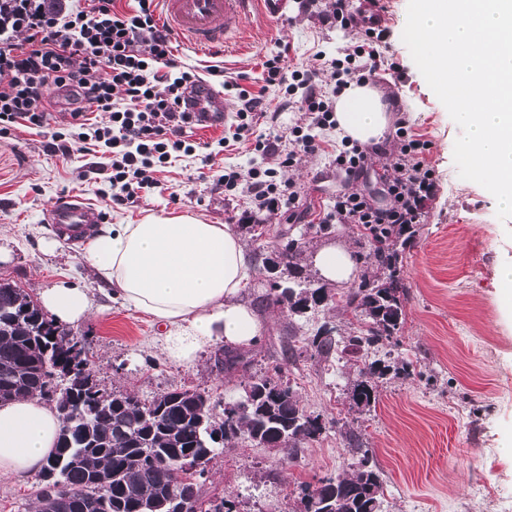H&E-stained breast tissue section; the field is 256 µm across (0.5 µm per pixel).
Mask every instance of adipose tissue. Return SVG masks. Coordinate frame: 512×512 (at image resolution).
Wrapping results in <instances>:
<instances>
[{
	"label": "adipose tissue",
	"instance_id": "obj_1",
	"mask_svg": "<svg viewBox=\"0 0 512 512\" xmlns=\"http://www.w3.org/2000/svg\"><path fill=\"white\" fill-rule=\"evenodd\" d=\"M336 121L343 134L365 143L382 138L388 117L376 89L351 83L336 98ZM85 253L113 298L163 327L161 349L170 361L189 365L215 341L242 347L262 332L243 299L246 246L232 225L149 213L134 224L94 226ZM39 301L57 323L74 325L90 315L93 294L61 281L40 291ZM61 428L57 411L34 400L0 404V476L20 480L41 470Z\"/></svg>",
	"mask_w": 512,
	"mask_h": 512
}]
</instances>
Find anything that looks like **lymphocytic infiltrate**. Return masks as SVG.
<instances>
[{
  "label": "lymphocytic infiltrate",
  "mask_w": 512,
  "mask_h": 512,
  "mask_svg": "<svg viewBox=\"0 0 512 512\" xmlns=\"http://www.w3.org/2000/svg\"><path fill=\"white\" fill-rule=\"evenodd\" d=\"M135 2L133 11L119 12L113 0H84L80 7L70 0H0V136L19 126H43L49 108L65 96L76 135L70 139L53 132L48 149L66 153L75 141L104 148L108 162L103 169L118 204L156 188L158 173L198 147L192 139L197 118L184 105L185 92L198 76L178 64L172 31L155 17L157 0ZM325 20L342 28L360 25L361 42L353 52L332 59L319 52L313 63L290 71L278 54L264 63L267 84L279 91L280 109L304 116L291 131L290 145L278 135H255L256 126L270 120L264 94L228 82L224 88L235 93L240 108L219 146L250 139L255 152L279 154L286 164L296 151L321 152L318 131L336 125L323 91L327 81L341 89L369 83L384 65L399 71L398 62L381 57L389 31L375 16H359L350 0H334ZM100 112L107 113V121H97ZM395 135L398 150L384 154L380 164L381 200L358 190L339 192L323 223L355 225L375 242L385 230L401 233L424 222L438 188L426 160L430 144L410 134L403 119ZM217 183L228 191L245 188L259 213H278L298 198L297 192L282 191L271 169L229 166Z\"/></svg>",
  "instance_id": "obj_1"
}]
</instances>
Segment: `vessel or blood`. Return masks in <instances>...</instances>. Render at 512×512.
<instances>
[{"label":"vessel or blood","instance_id":"1","mask_svg":"<svg viewBox=\"0 0 512 512\" xmlns=\"http://www.w3.org/2000/svg\"><path fill=\"white\" fill-rule=\"evenodd\" d=\"M253 1L272 19L283 16L288 8V0H161L162 19L188 47L202 51L232 44ZM188 98L191 110L200 115L203 125H223L233 117L223 93L209 83L189 90ZM98 220L96 208L72 195L56 199L47 212L48 223L73 239L79 230Z\"/></svg>","mask_w":512,"mask_h":512}]
</instances>
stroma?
<instances>
[{
  "label": "stroma",
  "instance_id": "1",
  "mask_svg": "<svg viewBox=\"0 0 512 512\" xmlns=\"http://www.w3.org/2000/svg\"><path fill=\"white\" fill-rule=\"evenodd\" d=\"M332 0H290L285 17L273 20L252 11L232 47L198 54L178 45L182 64L198 73L219 66L212 79L241 81L263 90V63L280 51L286 65L312 62L352 50L358 28L339 30L322 21ZM393 35L384 57L399 61L401 73L379 70L372 86L388 106L390 122L405 119L411 134L430 143L427 161L438 192L423 224L400 254L399 281L406 291L405 320L394 349L411 375L380 379L370 410L351 405L357 368L349 357L323 360L311 346L316 330L354 334L362 323L342 302L299 317L284 305L258 306L264 329L248 346L247 368L224 370L218 346L206 347L192 365L168 361L150 318L96 289L90 316L71 326L83 340L101 386L148 401L175 389L208 392L236 401L249 377L281 371L307 412L320 416L326 433L304 444L293 458L264 445L233 441L207 465L204 500H227L233 512H301V487L349 472L357 447L370 449L384 481L383 512H502L512 505V288L498 277L512 259V220H501L497 203L481 185L461 179L453 161L459 126L430 89L402 40L408 0H380ZM264 91V90H263ZM324 150L297 156L281 167L278 155L249 154L246 148L220 152L211 169L199 158H178L159 173V186L134 202L117 205L93 151L46 152L47 138L20 128L0 137V280L30 295L65 280L94 287L84 250L64 242L55 253L41 247L54 227L46 213L55 198L77 194L92 204L104 224H127L145 212L190 213L211 224L241 226L250 212L247 193L225 195L215 180L224 166L256 163L275 169L278 180L295 184L294 210L262 216L264 234L247 238L246 257L255 277L247 293L254 301L270 289L268 265L276 260L281 234L302 240L306 277L319 280L316 253L339 246L366 255L371 244L351 224L319 229L320 213L344 185L334 163L340 130L320 134ZM38 475L0 477V512H33Z\"/></svg>",
  "mask_w": 512,
  "mask_h": 512
}]
</instances>
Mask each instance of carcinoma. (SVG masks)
Returning a JSON list of instances; mask_svg holds the SVG:
<instances>
[{
  "label": "carcinoma",
  "mask_w": 512,
  "mask_h": 512,
  "mask_svg": "<svg viewBox=\"0 0 512 512\" xmlns=\"http://www.w3.org/2000/svg\"><path fill=\"white\" fill-rule=\"evenodd\" d=\"M402 238H389L374 256L377 271L364 274L357 287L342 295L345 307L364 317L358 334L339 345L333 330L321 328L313 340L317 354H347L358 369L353 406L363 411L376 401V380L390 371L409 374L410 365H383L370 358L378 345H399L404 323L405 292L396 264ZM298 240L280 245L288 279L302 278ZM328 289L295 288L274 281L266 300L288 304L301 315L322 305ZM65 330L48 318L32 296L9 282L0 283V400L32 398L46 385L44 364L68 360L69 347L50 337ZM251 394L234 406L197 389H173L141 401L124 392L96 390L99 398L76 394L77 412L64 422L66 433L40 472L35 512H175L174 495L180 487L178 463L210 457L214 449L235 439H246L293 454L318 438L326 425L300 404L288 382L262 377L248 383ZM221 417L215 418L216 408ZM222 441H217V433ZM304 512L312 499L315 512H382L383 482L372 465L369 450L360 449L352 472L325 477L302 488Z\"/></svg>",
  "instance_id": "obj_1"
}]
</instances>
